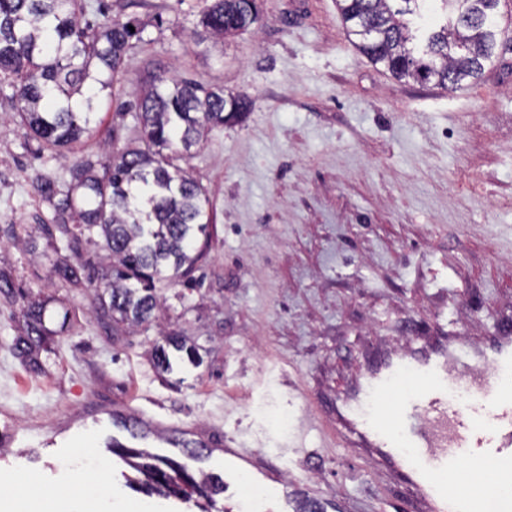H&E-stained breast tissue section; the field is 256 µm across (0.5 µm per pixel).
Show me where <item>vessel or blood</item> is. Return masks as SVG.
Segmentation results:
<instances>
[{
  "label": "vessel or blood",
  "instance_id": "obj_1",
  "mask_svg": "<svg viewBox=\"0 0 512 512\" xmlns=\"http://www.w3.org/2000/svg\"><path fill=\"white\" fill-rule=\"evenodd\" d=\"M397 398L393 413L381 396ZM336 437L409 489L410 512H512V498L449 493L459 459L512 477V327L475 341L433 330L420 347L379 349L332 417ZM127 447L182 446L189 433L113 416Z\"/></svg>",
  "mask_w": 512,
  "mask_h": 512
}]
</instances>
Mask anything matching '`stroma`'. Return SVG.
I'll use <instances>...</instances> for the list:
<instances>
[{
    "mask_svg": "<svg viewBox=\"0 0 512 512\" xmlns=\"http://www.w3.org/2000/svg\"><path fill=\"white\" fill-rule=\"evenodd\" d=\"M209 3L103 0L139 19L143 40L71 149L97 159L134 143L153 71L251 100L188 162L211 223L158 323H114L88 283L55 276L63 240L33 184L64 186L70 162L26 138L0 85V487L18 489L0 512L102 496L126 512H199L128 485L133 469L108 447L115 410L222 438L198 464L224 478L212 512H238L242 471L269 487V512L302 497L326 512H407L402 481L331 444L328 406L402 325L479 336L512 321V0L483 77L453 90L370 62L336 0H258V22L220 50L194 37ZM41 303L69 309L67 331H31ZM163 330L191 337L200 365L158 372L149 352ZM94 465L108 475L99 493Z\"/></svg>",
    "mask_w": 512,
    "mask_h": 512,
    "instance_id": "1",
    "label": "stroma"
}]
</instances>
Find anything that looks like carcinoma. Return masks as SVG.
Instances as JSON below:
<instances>
[{"label":"carcinoma","mask_w":512,"mask_h":512,"mask_svg":"<svg viewBox=\"0 0 512 512\" xmlns=\"http://www.w3.org/2000/svg\"><path fill=\"white\" fill-rule=\"evenodd\" d=\"M441 2L449 11L446 22L419 46L415 24L423 0H338V6L360 52L394 77L444 87L475 82L497 45L498 0ZM94 13L100 18L89 20ZM257 21V0H213L201 25L206 34L222 38ZM142 33L134 20L111 17L87 0H0V84L12 88L26 134L41 149L64 155L89 132L98 94L112 96L114 84L127 73ZM146 84L136 105L141 145L97 161H74L64 191L49 181L35 184L53 207V223L67 250L77 253L83 238L97 232L113 259L99 276L89 264L65 258L56 276L66 283L87 280L112 320L136 325L155 316L157 285L175 284L196 262L192 251L209 224L204 189L178 162L191 156L206 133L251 108L245 96L161 71ZM46 311L44 304L32 311L39 336L55 334L45 325ZM153 359L161 372L185 359L194 366L201 362L199 347L176 333L155 344ZM113 452L130 459L150 486L185 500L199 498L200 512H210L214 496L224 491L222 478L193 475L189 462L204 456L202 448L182 449L183 462L134 448Z\"/></svg>","instance_id":"carcinoma-1"}]
</instances>
